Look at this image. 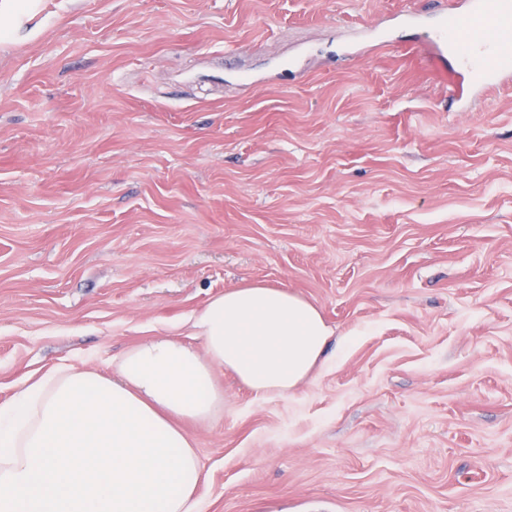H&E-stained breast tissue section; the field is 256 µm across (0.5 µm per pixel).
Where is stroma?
Segmentation results:
<instances>
[{
    "label": "stroma",
    "mask_w": 512,
    "mask_h": 512,
    "mask_svg": "<svg viewBox=\"0 0 512 512\" xmlns=\"http://www.w3.org/2000/svg\"><path fill=\"white\" fill-rule=\"evenodd\" d=\"M410 5L0 18V403L284 287L326 362L282 397L217 372L223 418L184 424L197 512H512V85L449 111Z\"/></svg>",
    "instance_id": "35a3bbf8"
}]
</instances>
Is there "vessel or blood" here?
I'll use <instances>...</instances> for the list:
<instances>
[{
    "label": "vessel or blood",
    "instance_id": "vessel-or-blood-1",
    "mask_svg": "<svg viewBox=\"0 0 512 512\" xmlns=\"http://www.w3.org/2000/svg\"><path fill=\"white\" fill-rule=\"evenodd\" d=\"M401 19L407 26L420 28V46L434 61L455 55L450 108L474 109L489 93L512 82V49L474 30L478 24L493 26L512 21V0H462L435 28L421 27L420 15L414 9L404 10Z\"/></svg>",
    "mask_w": 512,
    "mask_h": 512
}]
</instances>
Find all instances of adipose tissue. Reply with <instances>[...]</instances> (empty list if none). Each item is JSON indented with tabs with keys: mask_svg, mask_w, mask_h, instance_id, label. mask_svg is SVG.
Here are the masks:
<instances>
[{
	"mask_svg": "<svg viewBox=\"0 0 512 512\" xmlns=\"http://www.w3.org/2000/svg\"><path fill=\"white\" fill-rule=\"evenodd\" d=\"M192 327L199 349L158 336L116 375L70 366L0 404V512H190L205 473L180 422L220 419L215 372L285 396L332 339L315 305L260 283L211 298Z\"/></svg>",
	"mask_w": 512,
	"mask_h": 512,
	"instance_id": "1",
	"label": "adipose tissue"
}]
</instances>
